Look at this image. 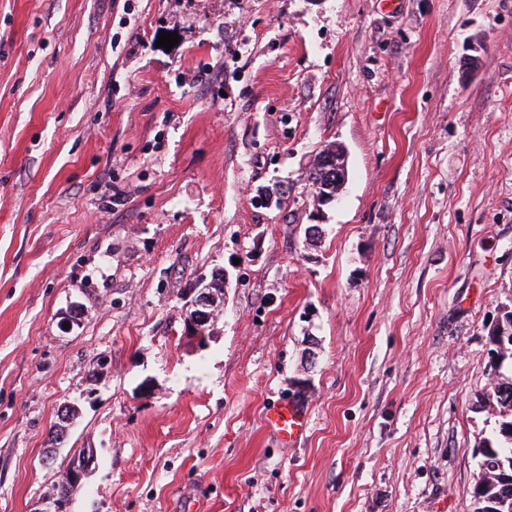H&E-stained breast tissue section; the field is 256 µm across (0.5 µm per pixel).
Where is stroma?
Returning a JSON list of instances; mask_svg holds the SVG:
<instances>
[{
    "label": "stroma",
    "instance_id": "1",
    "mask_svg": "<svg viewBox=\"0 0 512 512\" xmlns=\"http://www.w3.org/2000/svg\"><path fill=\"white\" fill-rule=\"evenodd\" d=\"M511 296L512 0H0V512H472ZM208 287L205 286L196 291L188 304L190 308L184 316V334L187 338L196 340L198 344H203L206 340L214 308L217 305V299H214L213 293L206 289ZM268 428L285 444H291L305 431L307 420L304 411L295 403L278 404L265 415ZM96 456L94 452L91 455L88 452L85 453V457L80 459H74L71 464L66 468L64 473L63 483L69 487L78 490L82 488L84 478L92 471V467L95 464ZM63 484H54L53 490H58L61 493L69 494L70 490Z\"/></svg>",
    "mask_w": 512,
    "mask_h": 512
}]
</instances>
